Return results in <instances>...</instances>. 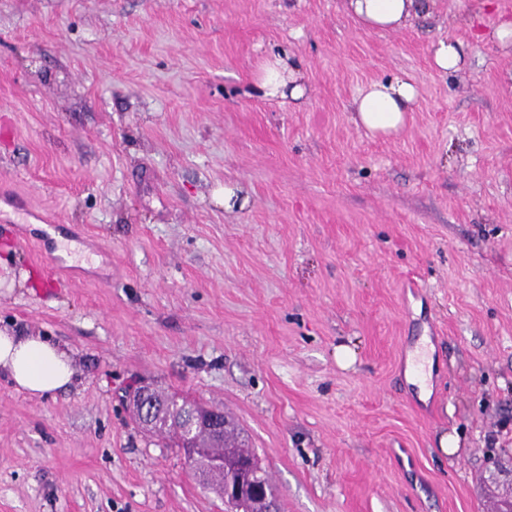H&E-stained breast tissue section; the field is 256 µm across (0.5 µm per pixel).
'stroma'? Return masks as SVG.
Instances as JSON below:
<instances>
[{
    "mask_svg": "<svg viewBox=\"0 0 512 512\" xmlns=\"http://www.w3.org/2000/svg\"><path fill=\"white\" fill-rule=\"evenodd\" d=\"M504 12L369 30L346 0H0V330L80 372L48 399L0 377V512H221L134 423L139 385L224 407L280 512H498L512 45L474 33ZM445 37L464 71L433 67ZM274 53L299 105L249 90ZM394 76L417 104L370 135L352 99Z\"/></svg>",
    "mask_w": 512,
    "mask_h": 512,
    "instance_id": "stroma-1",
    "label": "stroma"
}]
</instances>
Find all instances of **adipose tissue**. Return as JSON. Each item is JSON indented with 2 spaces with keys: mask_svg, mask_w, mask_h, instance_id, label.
Returning a JSON list of instances; mask_svg holds the SVG:
<instances>
[{
  "mask_svg": "<svg viewBox=\"0 0 512 512\" xmlns=\"http://www.w3.org/2000/svg\"><path fill=\"white\" fill-rule=\"evenodd\" d=\"M435 0H348L347 7L359 23L375 29L396 28L410 18L430 14ZM252 87L268 99L300 100L304 96L299 65L275 55L259 67ZM418 99L416 86L407 78L372 81L354 97L357 125L374 135L398 133ZM0 372L17 390L50 397L70 389L78 369L68 351L49 337L0 330Z\"/></svg>",
  "mask_w": 512,
  "mask_h": 512,
  "instance_id": "ef3b65f1",
  "label": "adipose tissue"
}]
</instances>
